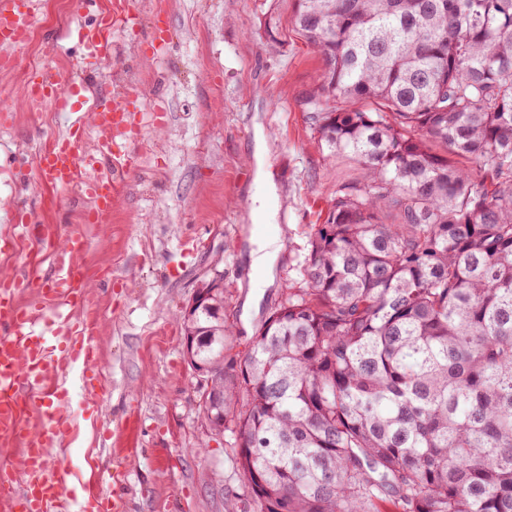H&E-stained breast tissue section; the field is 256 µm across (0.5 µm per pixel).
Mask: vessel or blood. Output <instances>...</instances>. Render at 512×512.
<instances>
[{"label": "vessel or blood", "instance_id": "b4317fda", "mask_svg": "<svg viewBox=\"0 0 512 512\" xmlns=\"http://www.w3.org/2000/svg\"><path fill=\"white\" fill-rule=\"evenodd\" d=\"M39 0H0V67L17 64V49L27 32L34 28L39 14ZM86 47L84 65L97 68L99 60L109 56L111 47L94 39L92 31L81 34ZM72 84L53 75H40L30 84L27 98L49 105L54 111L74 113L87 111V121H74L68 134L51 153L40 154L38 168L48 182L68 187L76 165L87 158L84 125L92 123L108 131L112 128L113 106L103 95L91 105L75 99ZM85 194L93 205L86 211V223L99 224L112 209V179L98 175L85 182ZM47 244L52 248L56 272L50 279L34 271L25 277L0 275V444L23 445L20 468L0 467V499L8 501V512H71L64 482L51 459L62 447L69 426L66 409L69 391L65 371L70 365L81 368L85 402L88 411L100 403V352L95 341L86 337L75 312L82 305L88 280L79 261L86 249L82 235L58 236L49 231ZM39 283L41 297L54 301L59 311L50 328L39 325L37 308L19 305V288ZM44 396L46 404L37 406L38 425L29 431L23 409L35 406L36 396Z\"/></svg>", "mask_w": 512, "mask_h": 512}]
</instances>
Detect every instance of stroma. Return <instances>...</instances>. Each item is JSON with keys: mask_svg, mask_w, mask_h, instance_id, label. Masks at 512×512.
<instances>
[{"mask_svg": "<svg viewBox=\"0 0 512 512\" xmlns=\"http://www.w3.org/2000/svg\"><path fill=\"white\" fill-rule=\"evenodd\" d=\"M93 11L69 0L57 22L38 17L51 74L81 81L85 48L77 29ZM156 0H130L129 21L114 26L112 58L99 92L128 104L116 136L124 158L113 164L87 131L86 175L118 182L106 223L87 224L79 187L41 180L36 155L65 129L44 106H26L12 71H0V102L17 105L0 124V272L53 270L47 227L83 234L82 264L91 287L77 318L102 344L101 406L83 409L72 384L75 428L51 464L69 496L109 499L111 512H256L229 439L210 436L199 413L200 380L183 360L178 315L195 289L224 276V313L233 326L224 361L239 360L281 302L286 276L322 223L336 188L360 182V164L326 159L305 118L303 101L322 69L307 42L289 34L266 46L259 28L264 0H165L167 44L156 49ZM267 135L270 185L256 180L257 131ZM269 205L282 245L275 280L256 306L249 253L256 204ZM30 216L8 236V217Z\"/></svg>", "mask_w": 512, "mask_h": 512, "instance_id": "1", "label": "stroma"}]
</instances>
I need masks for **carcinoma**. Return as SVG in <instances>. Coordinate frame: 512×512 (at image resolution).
Returning <instances> with one entry per match:
<instances>
[{
    "label": "carcinoma",
    "mask_w": 512,
    "mask_h": 512,
    "mask_svg": "<svg viewBox=\"0 0 512 512\" xmlns=\"http://www.w3.org/2000/svg\"><path fill=\"white\" fill-rule=\"evenodd\" d=\"M342 185L253 346L184 324L257 512H512V0H295ZM446 154L432 151L430 144Z\"/></svg>",
    "instance_id": "carcinoma-1"
}]
</instances>
